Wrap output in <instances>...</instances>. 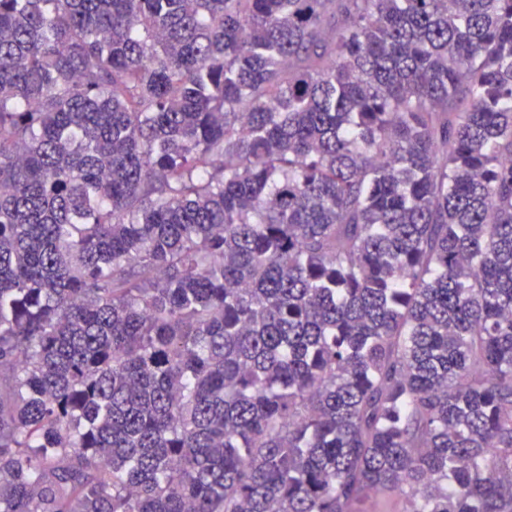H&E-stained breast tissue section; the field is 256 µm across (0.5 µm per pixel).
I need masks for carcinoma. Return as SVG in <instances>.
Listing matches in <instances>:
<instances>
[{"instance_id":"obj_1","label":"carcinoma","mask_w":512,"mask_h":512,"mask_svg":"<svg viewBox=\"0 0 512 512\" xmlns=\"http://www.w3.org/2000/svg\"><path fill=\"white\" fill-rule=\"evenodd\" d=\"M512 512V0H0V512Z\"/></svg>"}]
</instances>
